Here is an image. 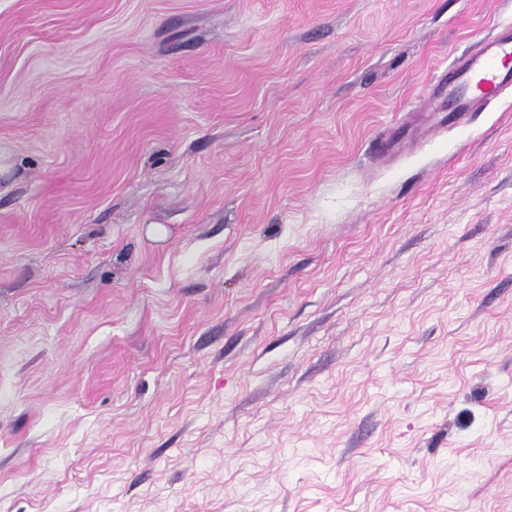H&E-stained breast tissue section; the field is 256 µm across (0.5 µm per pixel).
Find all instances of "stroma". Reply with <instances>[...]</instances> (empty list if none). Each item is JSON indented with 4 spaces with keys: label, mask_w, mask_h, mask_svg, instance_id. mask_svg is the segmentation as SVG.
Here are the masks:
<instances>
[{
    "label": "stroma",
    "mask_w": 512,
    "mask_h": 512,
    "mask_svg": "<svg viewBox=\"0 0 512 512\" xmlns=\"http://www.w3.org/2000/svg\"><path fill=\"white\" fill-rule=\"evenodd\" d=\"M508 20L0 0V512H512ZM495 30L456 58L433 84L434 95L448 102L458 124L512 90V23Z\"/></svg>",
    "instance_id": "obj_1"
}]
</instances>
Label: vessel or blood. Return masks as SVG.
<instances>
[{"label": "vessel or blood", "instance_id": "obj_1", "mask_svg": "<svg viewBox=\"0 0 512 512\" xmlns=\"http://www.w3.org/2000/svg\"><path fill=\"white\" fill-rule=\"evenodd\" d=\"M512 90V23L478 41L439 75L433 85L457 123H464L492 101Z\"/></svg>", "mask_w": 512, "mask_h": 512}]
</instances>
